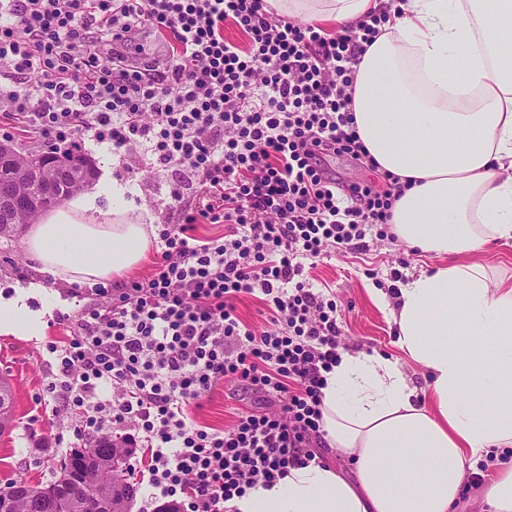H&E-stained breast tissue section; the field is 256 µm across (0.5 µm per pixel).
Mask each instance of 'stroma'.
Segmentation results:
<instances>
[{"label": "stroma", "instance_id": "stroma-1", "mask_svg": "<svg viewBox=\"0 0 512 512\" xmlns=\"http://www.w3.org/2000/svg\"><path fill=\"white\" fill-rule=\"evenodd\" d=\"M86 155L96 165L111 160L113 177L127 185L130 197L142 207L145 224L152 226L162 221L168 190L175 182L172 169L159 165L138 148L120 154L90 141ZM437 263L436 257L420 255L400 240L371 232L362 246L306 265L305 276L313 288L335 301L349 352L378 351L400 358L389 313L374 303L370 291L376 288L391 294L390 273L394 268H401L407 276ZM30 279L40 281L52 292L55 306L46 317L42 336L28 339L0 334V375L14 384L16 407L14 425L0 436V487L12 479H22L33 486L53 481L52 469L63 454L55 445L63 420L54 412L55 394L47 389L56 370L55 357L47 345L66 340L70 334L67 327L58 324V316L106 303L104 297L90 289L74 287L60 277L37 271L26 256L23 242L0 240V290H7L15 281ZM255 400L254 394L228 379L209 397L192 405L190 412L199 423L224 430L232 427L238 412L251 408Z\"/></svg>", "mask_w": 512, "mask_h": 512}]
</instances>
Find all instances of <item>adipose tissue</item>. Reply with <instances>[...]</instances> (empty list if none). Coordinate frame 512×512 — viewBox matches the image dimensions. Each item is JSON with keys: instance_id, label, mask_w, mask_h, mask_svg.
<instances>
[{"instance_id": "adipose-tissue-1", "label": "adipose tissue", "mask_w": 512, "mask_h": 512, "mask_svg": "<svg viewBox=\"0 0 512 512\" xmlns=\"http://www.w3.org/2000/svg\"><path fill=\"white\" fill-rule=\"evenodd\" d=\"M276 14L343 31L385 16L355 73L351 108L380 170L399 179V239L456 255L401 286L391 312L399 362L344 352L325 372L322 428L352 478L330 466L289 469L229 501L231 512H453L479 464L491 512H512V285L469 254L512 238V0H266ZM127 187L103 174L33 224L28 259L73 283H102L144 260L150 235ZM106 199L100 210L98 199ZM36 283L0 298V333L38 336Z\"/></svg>"}]
</instances>
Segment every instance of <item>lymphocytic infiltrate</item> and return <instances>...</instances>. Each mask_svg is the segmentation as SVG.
<instances>
[{"label": "lymphocytic infiltrate", "mask_w": 512, "mask_h": 512, "mask_svg": "<svg viewBox=\"0 0 512 512\" xmlns=\"http://www.w3.org/2000/svg\"><path fill=\"white\" fill-rule=\"evenodd\" d=\"M233 23L249 38L224 37ZM383 19L327 36L266 0H0V114L82 151L141 148L187 175L170 188L150 276L95 284L103 306L60 323L48 384L76 439L122 430L148 454L157 496L186 512H224L256 485L322 462V373L344 347L337 305L306 282V261L389 223L401 187L386 176L336 190L327 154L375 168L349 109L354 74ZM170 33L165 65L128 66L133 26ZM222 224L200 239L195 225ZM260 294L269 331L240 325L236 302ZM259 396L234 425L197 424L190 403L224 379ZM112 387L111 399L98 392Z\"/></svg>", "instance_id": "f902f5d3"}]
</instances>
